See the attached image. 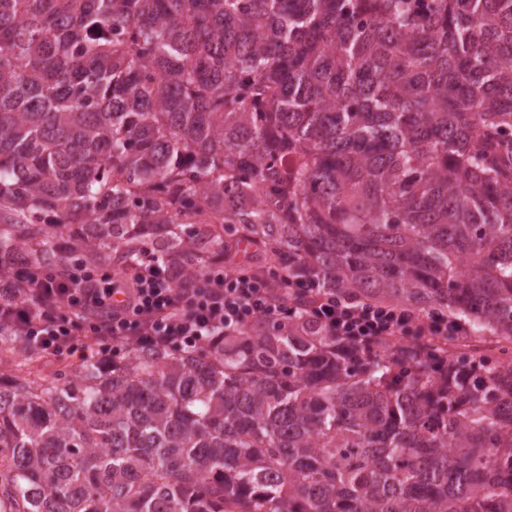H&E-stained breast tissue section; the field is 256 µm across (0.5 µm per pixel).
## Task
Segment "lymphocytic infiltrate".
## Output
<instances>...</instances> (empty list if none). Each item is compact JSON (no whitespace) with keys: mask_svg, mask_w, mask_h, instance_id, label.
Returning <instances> with one entry per match:
<instances>
[{"mask_svg":"<svg viewBox=\"0 0 512 512\" xmlns=\"http://www.w3.org/2000/svg\"><path fill=\"white\" fill-rule=\"evenodd\" d=\"M12 276L0 279V325L56 355L101 359L127 344L161 351L193 349L265 322L303 313L329 335L369 345L400 336H448L461 321L436 313L367 302L318 287L307 278L243 270L233 253L208 264L197 287H183L184 270L156 257L119 274L81 268L69 278L35 272L26 255L9 256Z\"/></svg>","mask_w":512,"mask_h":512,"instance_id":"obj_1","label":"lymphocytic infiltrate"}]
</instances>
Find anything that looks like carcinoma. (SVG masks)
Wrapping results in <instances>:
<instances>
[{"label": "carcinoma", "instance_id": "1", "mask_svg": "<svg viewBox=\"0 0 512 512\" xmlns=\"http://www.w3.org/2000/svg\"><path fill=\"white\" fill-rule=\"evenodd\" d=\"M234 242L461 354L298 313L1 372L0 512H512V0H0V255Z\"/></svg>", "mask_w": 512, "mask_h": 512}]
</instances>
